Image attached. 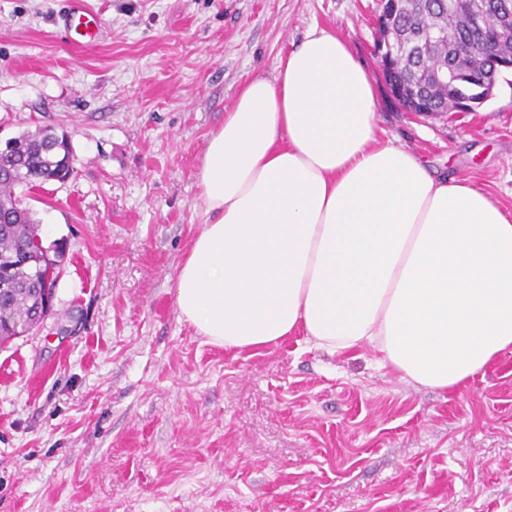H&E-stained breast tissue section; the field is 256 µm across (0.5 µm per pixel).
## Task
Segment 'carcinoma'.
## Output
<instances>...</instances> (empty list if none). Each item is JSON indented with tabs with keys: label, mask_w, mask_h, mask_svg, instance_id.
Returning <instances> with one entry per match:
<instances>
[{
	"label": "carcinoma",
	"mask_w": 512,
	"mask_h": 512,
	"mask_svg": "<svg viewBox=\"0 0 512 512\" xmlns=\"http://www.w3.org/2000/svg\"><path fill=\"white\" fill-rule=\"evenodd\" d=\"M502 15L493 0H402L391 21V41L402 45L413 41L429 28L445 32L446 39L425 43L424 53H408L391 60L384 71L390 91L408 112H454L457 98L483 100L476 93L488 60L512 56V43L502 38ZM456 64L468 75L452 90L428 83L423 72L434 64ZM16 148L9 158L0 157V258L15 256L10 268L0 263V346L28 334L41 317L33 301L41 270L54 290L55 269L42 266L39 221L23 205L15 189L41 188L49 181L63 182L73 173L70 143L58 140L49 129L26 132L13 138Z\"/></svg>",
	"instance_id": "1"
}]
</instances>
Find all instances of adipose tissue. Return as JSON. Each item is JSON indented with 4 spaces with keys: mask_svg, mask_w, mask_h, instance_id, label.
<instances>
[{
    "mask_svg": "<svg viewBox=\"0 0 512 512\" xmlns=\"http://www.w3.org/2000/svg\"><path fill=\"white\" fill-rule=\"evenodd\" d=\"M197 183L208 221L175 302L210 343L301 332L442 391L512 352V214L382 136L369 71L336 35L309 28L243 84Z\"/></svg>",
    "mask_w": 512,
    "mask_h": 512,
    "instance_id": "1",
    "label": "adipose tissue"
}]
</instances>
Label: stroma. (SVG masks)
Listing matches in <instances>:
<instances>
[{
	"mask_svg": "<svg viewBox=\"0 0 512 512\" xmlns=\"http://www.w3.org/2000/svg\"><path fill=\"white\" fill-rule=\"evenodd\" d=\"M378 3L87 0L74 48L66 0H0V142L50 128L73 165L18 190L62 256L51 313L0 348V512H512V352L440 391L300 332L227 350L176 307L208 136L313 26L366 64L383 129L512 211V72L476 111H404ZM62 25L72 45L87 47L97 37L101 18L87 8L84 0H70L62 15Z\"/></svg>",
	"mask_w": 512,
	"mask_h": 512,
	"instance_id": "1",
	"label": "stroma"
}]
</instances>
